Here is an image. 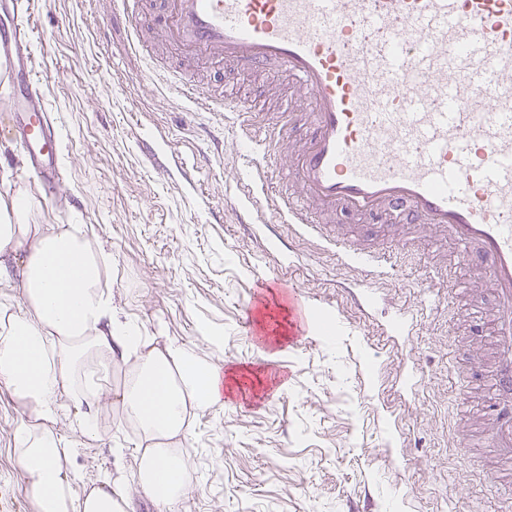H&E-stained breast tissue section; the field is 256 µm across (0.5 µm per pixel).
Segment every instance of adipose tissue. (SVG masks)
<instances>
[{"label":"adipose tissue","mask_w":512,"mask_h":512,"mask_svg":"<svg viewBox=\"0 0 512 512\" xmlns=\"http://www.w3.org/2000/svg\"><path fill=\"white\" fill-rule=\"evenodd\" d=\"M28 208L25 192L0 196V258L20 263L25 298L21 308L0 302V380L29 414L14 446L34 512H126L132 490L123 486L74 494L64 469L71 450L54 429L61 397L96 401L92 366L124 370L113 397L139 433L133 490L156 512H180L195 475L175 441L193 410L222 402L233 372L175 341L155 346L136 326L113 322L103 255L78 225L27 223Z\"/></svg>","instance_id":"obj_1"}]
</instances>
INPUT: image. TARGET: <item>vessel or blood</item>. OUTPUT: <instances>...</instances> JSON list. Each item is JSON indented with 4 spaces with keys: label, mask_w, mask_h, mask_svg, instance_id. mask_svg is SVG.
Wrapping results in <instances>:
<instances>
[{
    "label": "vessel or blood",
    "mask_w": 512,
    "mask_h": 512,
    "mask_svg": "<svg viewBox=\"0 0 512 512\" xmlns=\"http://www.w3.org/2000/svg\"><path fill=\"white\" fill-rule=\"evenodd\" d=\"M142 49L140 0H114ZM160 30L179 53L255 71L278 67L311 100L267 117L167 71L203 112L237 117L251 172L235 216L270 233L291 224L345 264L384 274L387 251L325 223L345 210L425 225L484 262L496 292L494 383L512 384V0H163ZM28 14L0 32V86L29 173L60 181L43 84L24 54ZM491 446L512 462V406L490 412Z\"/></svg>",
    "instance_id": "vessel-or-blood-1"
}]
</instances>
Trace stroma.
Segmentation results:
<instances>
[{
	"instance_id": "obj_1",
	"label": "stroma",
	"mask_w": 512,
	"mask_h": 512,
	"mask_svg": "<svg viewBox=\"0 0 512 512\" xmlns=\"http://www.w3.org/2000/svg\"><path fill=\"white\" fill-rule=\"evenodd\" d=\"M30 11L33 71L54 119L59 200L27 171L0 111V194L26 192L32 224H76L107 260L112 319L157 344L175 340L215 365L260 373L223 405L190 417L183 457L198 480L185 512H512V471L493 457L486 423L499 397L495 339L472 343L466 324L492 322L496 295L454 246L418 226L379 224L339 210L332 224L374 243L407 241L389 276L370 281L334 253L298 241L282 265L263 225L236 223L246 146L220 121L163 89L154 68L264 107L310 109L278 68L244 72L194 60L161 38V0H143L146 50L127 47L113 0H19ZM223 223L210 221L213 210ZM316 317L296 343L262 315L288 289ZM415 369L417 385L407 371ZM101 377L98 431L61 398L55 428L72 448L75 493L121 483L136 467V427ZM27 414L0 381V512H34L13 446Z\"/></svg>"
}]
</instances>
